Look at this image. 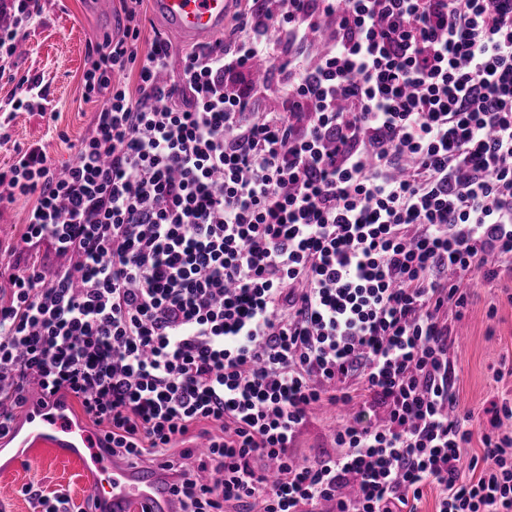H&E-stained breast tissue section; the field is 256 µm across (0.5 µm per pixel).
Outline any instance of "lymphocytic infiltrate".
<instances>
[{
  "instance_id": "1",
  "label": "lymphocytic infiltrate",
  "mask_w": 512,
  "mask_h": 512,
  "mask_svg": "<svg viewBox=\"0 0 512 512\" xmlns=\"http://www.w3.org/2000/svg\"><path fill=\"white\" fill-rule=\"evenodd\" d=\"M141 3L92 50L73 162L0 170V202L33 201L0 264V435L30 392L75 398L179 512H417L429 486L512 512V406L464 458L447 320L512 271V0H245L184 54L139 52ZM10 9L0 73L43 6ZM354 402L335 453L297 455L314 408Z\"/></svg>"
}]
</instances>
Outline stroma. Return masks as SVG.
<instances>
[{
	"label": "stroma",
	"mask_w": 512,
	"mask_h": 512,
	"mask_svg": "<svg viewBox=\"0 0 512 512\" xmlns=\"http://www.w3.org/2000/svg\"><path fill=\"white\" fill-rule=\"evenodd\" d=\"M125 24L119 0H46L10 72L0 76V108L11 113L6 136L0 138V167L13 161L16 149L32 144L44 145L56 166L73 161L74 147L90 133L99 107L84 94L88 55L103 37H121ZM26 75L41 81L46 111L12 110V100L20 95L18 81ZM29 207L26 201L0 204V261H14ZM448 323L456 338L451 359L460 404L475 420H485L492 403L512 404V272L491 284L475 281L462 317L449 318ZM338 418L333 408L315 411L297 442L298 455L332 451L330 433ZM30 483L49 496L66 493L76 505L92 490L79 463L30 459L12 474H0V512H32L21 493Z\"/></svg>",
	"instance_id": "35a3bbf8"
}]
</instances>
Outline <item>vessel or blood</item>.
Returning a JSON list of instances; mask_svg holds the SVG:
<instances>
[{
	"instance_id": "vessel-or-blood-1",
	"label": "vessel or blood",
	"mask_w": 512,
	"mask_h": 512,
	"mask_svg": "<svg viewBox=\"0 0 512 512\" xmlns=\"http://www.w3.org/2000/svg\"><path fill=\"white\" fill-rule=\"evenodd\" d=\"M153 5L171 33L189 44H205L223 35L235 0H153ZM29 422L30 456L80 462L93 475L98 512H175L172 482L162 467L113 460L91 431L51 408L33 410Z\"/></svg>"
}]
</instances>
